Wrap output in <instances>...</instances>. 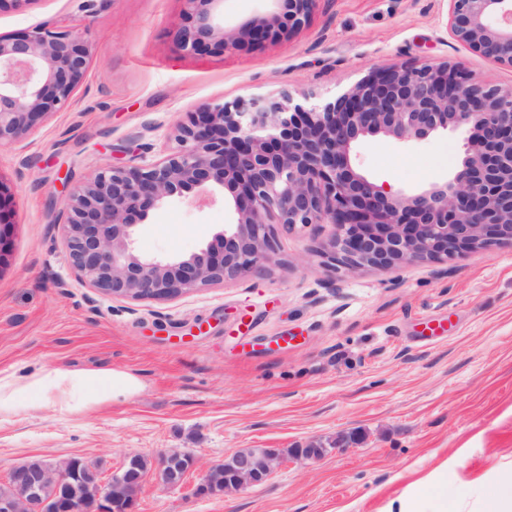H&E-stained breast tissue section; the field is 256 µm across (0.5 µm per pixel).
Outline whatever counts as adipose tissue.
<instances>
[{"mask_svg":"<svg viewBox=\"0 0 512 512\" xmlns=\"http://www.w3.org/2000/svg\"><path fill=\"white\" fill-rule=\"evenodd\" d=\"M140 389V379L122 369L0 373V423L37 411L82 416L113 401L131 399Z\"/></svg>","mask_w":512,"mask_h":512,"instance_id":"1","label":"adipose tissue"}]
</instances>
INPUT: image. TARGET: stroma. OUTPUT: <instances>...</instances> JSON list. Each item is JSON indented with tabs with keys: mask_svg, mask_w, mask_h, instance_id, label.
Masks as SVG:
<instances>
[{
	"mask_svg": "<svg viewBox=\"0 0 512 512\" xmlns=\"http://www.w3.org/2000/svg\"><path fill=\"white\" fill-rule=\"evenodd\" d=\"M28 0L0 12V35L85 30L91 66L74 98L0 146L11 247L0 264V372L123 369L139 396L84 416L36 413L0 424V480L22 463L80 456L110 475L130 454L199 460L183 487L148 476L137 512H418L431 486L484 512L512 478V248L352 273L319 256L329 224L277 230L263 275L164 301L115 299L70 265L60 211L99 170L152 161L204 104L290 90L329 100L371 71L459 63L512 84V69L456 42L446 0H319L289 35L222 54L175 41L186 0ZM463 136L370 138L360 170L413 192L452 175ZM220 187L171 198L134 247L166 258L198 251L234 219ZM343 448H335L336 440ZM326 444L264 483L209 496L202 471L241 448Z\"/></svg>",
	"mask_w": 512,
	"mask_h": 512,
	"instance_id": "stroma-1",
	"label": "stroma"
}]
</instances>
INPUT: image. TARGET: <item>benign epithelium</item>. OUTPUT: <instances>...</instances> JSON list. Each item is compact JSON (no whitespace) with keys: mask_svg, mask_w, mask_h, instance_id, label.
I'll return each instance as SVG.
<instances>
[{"mask_svg":"<svg viewBox=\"0 0 512 512\" xmlns=\"http://www.w3.org/2000/svg\"><path fill=\"white\" fill-rule=\"evenodd\" d=\"M181 50L225 52L244 42L303 26L319 0H274L278 10L237 30L216 22L220 0H186ZM448 31L472 52L512 68V0H449ZM90 65L84 32L42 27L0 35V145L20 146L37 121L68 104ZM466 133L463 156L448 180L414 193L378 185L355 167L366 138L422 141ZM179 149L142 165L111 166L64 200L72 268L114 298L167 300L259 272L275 252L274 228L330 224L321 254L347 270L391 268L448 259L490 245L512 247V84L472 81L460 66L422 63L372 72L331 100L284 89L205 105L176 127ZM212 182L227 191L235 222L188 257L138 254L136 228L165 199L191 197ZM0 191V261L9 247ZM326 446L279 452L241 448L210 466L202 490L237 491L268 480L287 459L318 460ZM138 454L79 500L57 493L79 481L86 460L25 462L7 481L20 494L0 495V512H136L146 479ZM196 464L189 452L161 457L156 476L180 488Z\"/></svg>","mask_w":512,"mask_h":512,"instance_id":"1","label":"benign epithelium"}]
</instances>
